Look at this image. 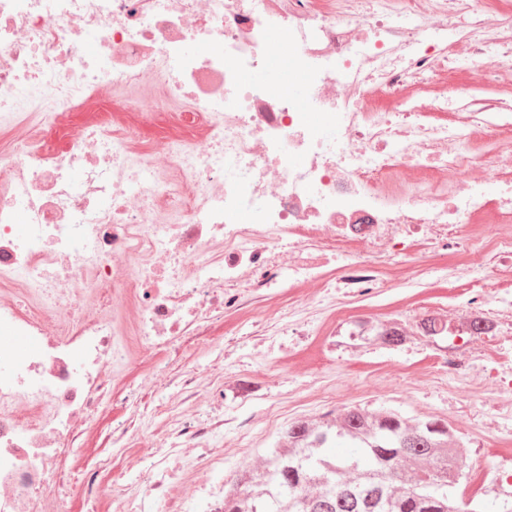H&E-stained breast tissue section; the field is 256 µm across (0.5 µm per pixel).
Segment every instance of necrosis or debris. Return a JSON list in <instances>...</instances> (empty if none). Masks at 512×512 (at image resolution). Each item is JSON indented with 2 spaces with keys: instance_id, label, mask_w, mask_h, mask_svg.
Listing matches in <instances>:
<instances>
[{
  "instance_id": "necrosis-or-debris-1",
  "label": "necrosis or debris",
  "mask_w": 512,
  "mask_h": 512,
  "mask_svg": "<svg viewBox=\"0 0 512 512\" xmlns=\"http://www.w3.org/2000/svg\"><path fill=\"white\" fill-rule=\"evenodd\" d=\"M0 0V512H60L70 457L102 405L167 388L148 360L180 356L204 326L285 284L288 310L325 326L405 238L442 240L465 289L456 337L512 326V112L411 89L484 64L512 78V9L500 0ZM281 64L280 92L257 80ZM253 81H244V74ZM301 84L303 96L289 91ZM198 125L190 143L138 150L112 99ZM38 122H30L31 114ZM250 215L249 224L232 223ZM287 263H280L281 251ZM27 342L19 349L16 339ZM481 388L512 418V361ZM138 384L123 383L127 367ZM226 421L184 413L156 428L112 422L141 448L138 482H113L114 512H224L211 474L183 456L226 447Z\"/></svg>"
}]
</instances>
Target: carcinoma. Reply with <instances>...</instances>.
Listing matches in <instances>:
<instances>
[{
  "label": "carcinoma",
  "instance_id": "cac0c4a2",
  "mask_svg": "<svg viewBox=\"0 0 512 512\" xmlns=\"http://www.w3.org/2000/svg\"><path fill=\"white\" fill-rule=\"evenodd\" d=\"M422 424L391 410L350 409L317 430L298 421L290 446L271 452L267 468L224 491L229 512H480L460 507L452 489L462 478L453 433L420 438ZM341 440L364 452H393L386 468L354 466L325 449Z\"/></svg>",
  "mask_w": 512,
  "mask_h": 512
}]
</instances>
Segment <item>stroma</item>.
Masks as SVG:
<instances>
[{"label": "stroma", "instance_id": "stroma-1", "mask_svg": "<svg viewBox=\"0 0 512 512\" xmlns=\"http://www.w3.org/2000/svg\"><path fill=\"white\" fill-rule=\"evenodd\" d=\"M437 93L447 94L457 111L475 99L512 100V85L489 83L480 69L416 90L418 102ZM115 123L136 129L141 147L150 148L171 136L194 138L196 128L170 120L143 123L139 113L116 112ZM448 266V250L439 246L413 254L397 251L380 266V285L364 296L337 300L331 311L336 327L349 334L361 325L377 327L402 323L410 334L404 344L387 346L376 341H350L330 347L325 335H301L288 323V308L303 288H276L255 312L228 311L222 327L213 329L204 345L192 347L193 363L209 367L224 364V382L240 394L224 400V418L237 447L227 448L214 461V484L231 481L243 460L260 463L288 424L327 411L361 407L392 410L416 421L448 422L473 453L498 462L506 476L495 477L467 463L454 489L457 500L480 504L484 512H512V441L499 432L500 424L489 404L474 397L469 387L448 375L449 336H427L419 328L427 317L448 319L464 313L439 272ZM267 314L279 322L278 335L259 342L254 323ZM111 409H103L88 430L84 446L71 465L82 471L98 469L103 484L114 473L135 480L132 464L137 448H116L106 434Z\"/></svg>", "mask_w": 512, "mask_h": 512}]
</instances>
